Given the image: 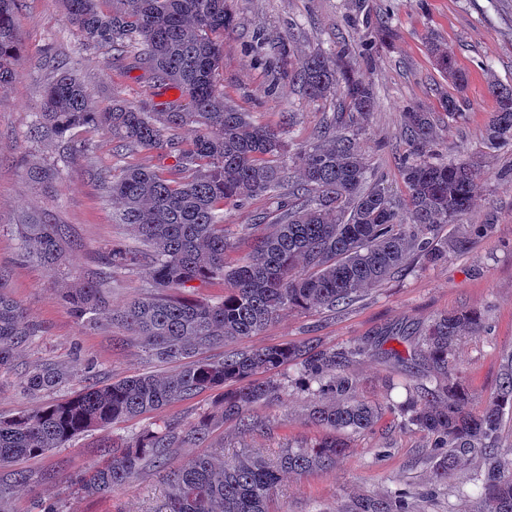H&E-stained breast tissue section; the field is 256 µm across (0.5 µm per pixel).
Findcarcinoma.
Listing matches in <instances>:
<instances>
[{
    "label": "carcinoma",
    "instance_id": "obj_1",
    "mask_svg": "<svg viewBox=\"0 0 512 512\" xmlns=\"http://www.w3.org/2000/svg\"><path fill=\"white\" fill-rule=\"evenodd\" d=\"M0 0V89L16 77L18 57L14 5ZM65 21L75 28L83 48L107 45L130 53L160 86L175 85L182 97L161 112L145 105L115 104L95 110L88 88L64 63L55 67L45 89L44 111L34 113L26 139L45 146L60 144L88 156L92 147L74 144L68 135L93 125L112 137L115 150H154L176 160L188 173L175 181L156 169L133 167L115 179L108 169H95L98 181L120 205L119 220L140 239L143 249L106 245L104 266L74 274L69 255L79 247L67 224L39 214L22 218L14 229L21 250L45 269L62 300L83 327L101 320L117 321L137 336L149 356L177 361L180 370L165 377L124 378L89 384L77 394L35 410L0 418V468L19 458L59 448L93 428L158 412L206 391L216 393L210 409L193 422L166 419L136 434L131 441L102 447L97 467L69 478L78 493L109 495L125 488L147 464L167 487L160 512H268V504L286 473L306 474L336 465L345 447L328 436L305 447L284 448L277 461L249 452L225 461L199 454L177 466L173 449L202 444L212 428L228 420L242 430L254 429L246 415L261 401L278 397L282 388L273 371L292 360L303 369L294 385L315 390L309 416L333 432L364 433L374 427L380 408L353 396L355 381L346 363L364 349L319 350L306 344H283L224 352L218 360L200 351L227 345L262 331L289 308L334 311L362 293L403 272L412 258L429 265L448 261V251L469 249L473 235H486L492 225L443 230L457 223L473 204L479 175L464 162L429 156L434 140L431 113L404 109V135L409 152L400 158L407 199L393 198L379 183L368 190V164L358 128L375 104L373 84L352 66L325 53L301 59L294 78L312 100L336 99V114L325 122L317 141L283 156L282 133L254 123L249 115L224 101L216 83L223 58L217 35L234 25L226 0H112L104 13L98 0H63ZM441 72L464 81L448 49L435 46ZM495 109L487 126L494 146H512V87L489 86ZM196 126L191 146L178 149L176 132ZM286 182L294 201L286 220L270 235L255 239L252 253L230 269L224 254V205L253 196H274ZM149 269V291L123 310L110 307L112 270ZM221 279L224 297L204 300L190 295L195 281ZM481 315L468 310L444 313L424 329L423 343L441 369L460 336L479 330ZM36 336L21 304L0 285V369ZM72 378L65 367L44 363L26 371L19 385L31 393L54 391ZM405 399L396 404L402 428L430 436L438 457L435 482L478 456L482 465L468 480L479 486L472 512H512V468L502 457L499 430L505 409L512 410V360L497 391L482 410L470 408L468 394L450 380L439 383L444 399L428 398L403 385ZM28 475L0 476V512H9L13 489ZM339 512H415L406 489L363 494Z\"/></svg>",
    "mask_w": 512,
    "mask_h": 512
}]
</instances>
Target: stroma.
Masks as SVG:
<instances>
[{
    "mask_svg": "<svg viewBox=\"0 0 512 512\" xmlns=\"http://www.w3.org/2000/svg\"><path fill=\"white\" fill-rule=\"evenodd\" d=\"M228 6L236 21L224 33V62L217 75L227 102L256 124L281 131L289 147L313 142L336 102L303 94L292 78L301 57L369 43L371 56L361 71L375 86L376 102L363 122L360 145L374 175L390 194L406 198L398 165L399 155L408 149L401 114L405 106L421 107L435 115L432 149L437 157L470 163L480 174V190L464 223L493 227L469 252L449 253L447 262L434 266L411 262L403 276L368 290L348 307L284 311L259 334L235 341V348L307 340L340 348L402 329L419 336L434 315L472 310L481 315L483 326L458 339L453 377L466 389L471 409L481 410L512 356V147H492L486 138L495 107L488 88L494 82L512 85V0H229ZM64 13L62 0H19L17 38L23 55L16 78L0 90V280L38 330L13 365L0 370L2 417L64 400L91 383L138 375L165 377L178 368L177 363L149 358L127 330L82 328L44 270L23 257L12 226L22 212L50 210L84 244L71 255L72 267L83 271L98 266L105 245L134 248L138 242L129 227L118 223V207L93 176V168H111L117 177L127 167L168 170L173 165L172 159L147 150L114 156L111 137L86 126L74 138L91 144L93 153L66 163L55 194L27 179V164L57 160L54 150L25 139L33 113L43 109L45 87L53 76L46 58L65 61L101 111L118 101L160 109L181 95L176 87L155 85L132 55L120 56L105 46L78 51V37L66 25ZM434 41L454 55L466 76L463 85L439 72L430 49ZM445 93L462 101L458 116L448 117L442 109ZM282 214L266 195L225 206L224 230L232 243L224 255L225 266L241 263L255 237L272 233ZM399 349L405 357L400 364L374 351L350 364L359 399L383 405L390 400V380L409 373L419 387L435 376L434 364L417 355L411 343H401ZM45 362L67 367L73 379L50 393L24 392L18 385L20 375ZM212 401L207 392L161 415L119 421L85 432L48 454L13 462V469L29 476L12 494L14 512H40L41 502L55 500L63 501L64 512H159L166 488L150 469L107 497H72L65 480L100 463L104 442L130 440L160 417L191 421ZM313 401L312 395L286 387L276 402L252 408L258 429L245 432L237 422L227 421L213 430L203 449L227 460L244 451L272 460L281 448L313 444L326 434L309 419ZM343 439L346 454L335 467L284 476L269 504L271 512H338L357 495L395 488L419 496V512L461 508L458 491L470 469L461 467L448 482L435 484V462L423 452L426 434L402 432L387 415L373 432L347 433Z\"/></svg>",
    "mask_w": 512,
    "mask_h": 512,
    "instance_id": "stroma-1",
    "label": "stroma"
}]
</instances>
